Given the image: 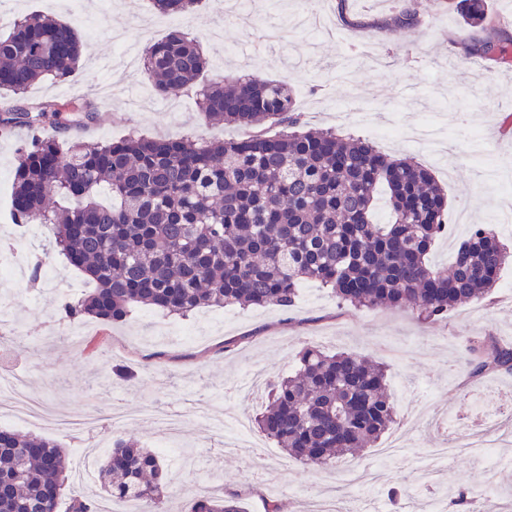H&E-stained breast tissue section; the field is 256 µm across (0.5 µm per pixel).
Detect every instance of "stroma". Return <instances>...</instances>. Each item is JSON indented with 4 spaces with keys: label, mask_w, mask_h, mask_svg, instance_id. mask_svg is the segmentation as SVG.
Here are the masks:
<instances>
[{
    "label": "stroma",
    "mask_w": 512,
    "mask_h": 512,
    "mask_svg": "<svg viewBox=\"0 0 512 512\" xmlns=\"http://www.w3.org/2000/svg\"><path fill=\"white\" fill-rule=\"evenodd\" d=\"M332 20L335 34L320 40L293 28L281 42L265 37L281 27L295 0H251L257 21L242 28L228 21L223 0H201L187 26L208 61L206 79L253 75L288 81L298 109L311 130H335L376 140L392 158L413 157L429 169L447 194L446 231L431 253V262L447 268L472 225L496 231L512 248V231L497 229L493 217L512 207V130L504 113L512 109V68L465 55L455 40L461 18L451 7L432 0H409L418 22L393 28L392 0H309ZM10 21L28 14L49 15L77 27L84 43L79 69L65 84L40 81L27 101L55 104L85 97L94 105V120L69 138L105 141L131 134L191 136L203 140L238 139L245 128L205 125L198 114L195 88L155 96L152 104L132 106L138 90L149 86L143 69L129 73L124 87L112 89L107 74L115 51L112 35L126 32L136 53L165 37L168 17L151 0H109L108 17L98 21V0H0ZM438 122L440 150H431L412 132L429 118ZM27 132L0 134V238L16 240L11 215L13 165ZM5 319L14 336L0 345V373L31 374V400L79 419L92 415L95 429L75 435L49 425L18 424L0 418V429L59 442L69 470L112 444V406L152 407L179 416L181 432L173 445L196 458L195 466L178 467L162 456L168 470L166 512H183L194 495L237 494L244 512H306L309 500L332 494L349 499L360 494L377 501L382 512H415L427 501V489L452 500L464 487L493 485L498 512H512V428L493 430L497 454L505 464L490 469L468 451L450 457L432 452L441 417L466 419L473 392L512 394V373L471 379L460 370L468 341L493 336L512 344V259L499 281L481 301L464 303L434 321H423L403 308L369 309L339 304L316 283H303L294 306L269 305L203 309L179 318L134 306L122 322L106 326L93 318L63 320L64 295L23 277L14 283ZM308 345L335 353L345 351L389 368L387 389L400 431L401 417L418 422L406 433L398 456L384 467L375 462L376 447L355 462L378 469L374 486L363 489L343 475L346 459L314 470L289 458L263 434L256 447L227 448V427L218 413L241 411L255 417L267 390L238 393L236 385L257 371L266 379L295 372L298 355ZM133 372L130 382L113 375L112 366Z\"/></svg>",
    "instance_id": "35a3bbf8"
}]
</instances>
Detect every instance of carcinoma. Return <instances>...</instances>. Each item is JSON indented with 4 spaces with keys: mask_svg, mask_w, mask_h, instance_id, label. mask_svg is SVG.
Here are the masks:
<instances>
[{
    "mask_svg": "<svg viewBox=\"0 0 512 512\" xmlns=\"http://www.w3.org/2000/svg\"><path fill=\"white\" fill-rule=\"evenodd\" d=\"M200 0H153L162 15L189 17ZM465 54L512 62V38L485 0H455ZM80 60L74 27L40 14L0 36V88L22 95L36 82L69 80ZM144 67L166 95L197 83L207 61L197 41L174 29L153 43ZM94 108L77 99L22 101L0 109V130H44L20 148L12 215L42 224L58 252L95 288L62 305L63 318L110 325L134 305L182 317L205 307L295 303L312 280L342 303L397 307L439 319L459 302L493 288L506 252L473 225L448 270L428 259L445 232L446 197L432 173L411 158L392 159L361 138L331 132H260L236 141L129 136L68 143L61 133L86 127ZM199 112L208 124L295 127L300 117L283 81L224 77L205 85ZM390 219L374 220L379 190ZM475 373L512 369V346L475 341ZM254 422L289 457L315 469L356 455L394 422L385 367L349 354L305 347L298 370L268 384ZM117 502L160 512L168 487L157 455L120 434L99 468ZM66 458L53 441L0 430V512H92L67 496ZM186 512H244L233 497L194 496Z\"/></svg>",
    "mask_w": 512,
    "mask_h": 512,
    "instance_id": "obj_1",
    "label": "carcinoma"
}]
</instances>
